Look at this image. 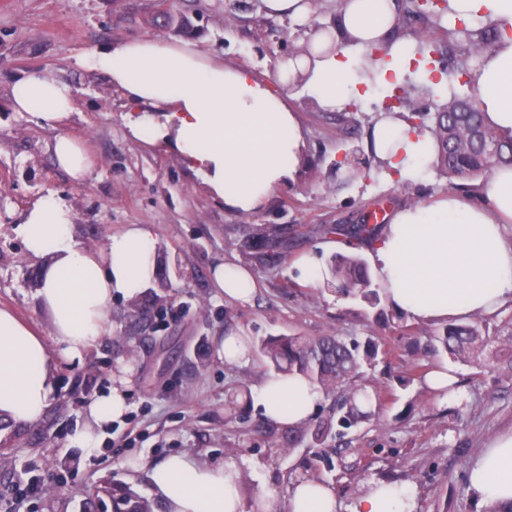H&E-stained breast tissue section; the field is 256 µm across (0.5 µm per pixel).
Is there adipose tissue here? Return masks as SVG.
Instances as JSON below:
<instances>
[{
  "label": "adipose tissue",
  "mask_w": 512,
  "mask_h": 512,
  "mask_svg": "<svg viewBox=\"0 0 512 512\" xmlns=\"http://www.w3.org/2000/svg\"><path fill=\"white\" fill-rule=\"evenodd\" d=\"M337 27L313 35L318 60L300 56L282 62L281 80L308 73L323 107L340 104L349 82L350 49L379 45L392 28L394 0H342ZM135 107L152 115L130 121L133 133L151 127L152 138L168 144L188 170L228 208L252 212L281 185L294 180L305 134L278 92L247 69L224 66L185 42L143 38L106 45L91 57ZM488 122L512 136V41L500 44L475 76ZM13 111L28 113L54 130L52 153L71 178L91 169L81 141L62 129L75 110L72 86L39 70L16 79ZM380 160L401 177L414 178L433 160L428 134L405 121L383 117L372 133ZM482 201L448 194L398 209L373 244L372 277L390 304L421 321L483 314L512 297V166H496L481 187ZM68 200L47 192L20 215L29 257L41 263L36 295L50 319V335H37L11 311L0 308V420L38 421L56 391V357L79 360L109 332L114 298L136 299L156 283L158 256L153 225L131 224L111 235L102 251L83 247L73 231ZM213 279L225 296L246 301L257 290L250 271L233 263L215 267ZM128 379L119 380L87 407V420L68 438L71 448L97 447L103 430L128 409ZM321 397L302 376L264 379L257 398L278 423L296 426L314 412ZM151 484L164 512H246L234 465L210 466L189 454L153 465ZM469 488L482 501L512 504V432L497 435L470 468ZM288 512H337L334 490L317 481L297 484ZM355 512H412L404 487L382 484Z\"/></svg>",
  "instance_id": "ef3b65f1"
}]
</instances>
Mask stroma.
Here are the masks:
<instances>
[{
  "label": "stroma",
  "mask_w": 512,
  "mask_h": 512,
  "mask_svg": "<svg viewBox=\"0 0 512 512\" xmlns=\"http://www.w3.org/2000/svg\"><path fill=\"white\" fill-rule=\"evenodd\" d=\"M249 3L242 11L238 0H0V190L6 195L0 308L49 335V316L35 296L39 264L26 256L17 224L46 190L72 204L74 234L91 250H102L127 225H153L163 248L160 268L179 289L161 314L151 291L115 299L112 328L98 346L82 361L57 362L59 385L46 413L32 424L0 425V512H85L89 495L107 483L151 500L149 467L180 453L212 466L235 464L245 502L266 494L276 512H288L291 490L306 479L334 489L338 512H354L381 482L407 488L413 512H484L469 490L468 468L494 436L512 431V378L436 350L443 324L406 317L392 329L376 322L330 275L340 244L368 258L370 237L353 235L351 227L365 223L371 210L390 214L479 187L475 180H447L432 164L404 179L378 160L372 130L397 86L355 69L345 105L334 109L319 108L310 87L295 91L293 107L306 137L301 172L259 210L240 212L212 195L175 151L135 137L122 93L103 72L75 62L110 43L160 37L192 41L224 65L272 80L283 50L278 36L295 33L297 25L268 16L262 0ZM32 69L74 89L78 110L65 130L91 157L84 182L57 165L52 130L10 109L12 83ZM354 154L368 159V170L336 184L331 166ZM324 224L332 233H318ZM268 227L285 245L273 259L248 250L253 235ZM306 255L320 264L316 280L298 269ZM225 262L255 275L251 301L224 297L216 288L212 271ZM328 331L360 343L375 338L385 353L362 365L357 377L379 397L376 416L333 439L327 454L313 433L333 415L332 399L320 398L304 424L287 426L265 415L253 389L273 373L258 351L263 339ZM230 333L247 337L248 363L217 359L218 341ZM435 370L456 377L452 392L429 387ZM124 373L131 383L123 419L91 454L68 447L90 400Z\"/></svg>",
  "instance_id": "1"
}]
</instances>
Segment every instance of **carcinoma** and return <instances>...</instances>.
Segmentation results:
<instances>
[{
    "instance_id": "obj_1",
    "label": "carcinoma",
    "mask_w": 512,
    "mask_h": 512,
    "mask_svg": "<svg viewBox=\"0 0 512 512\" xmlns=\"http://www.w3.org/2000/svg\"><path fill=\"white\" fill-rule=\"evenodd\" d=\"M448 43L467 48L468 60L482 64L483 56L504 39L512 38V26H502L488 20L476 28L462 30L453 25L444 34ZM416 52L421 56L433 53L440 41L431 29L417 33ZM470 95L451 91V100L441 102L443 109L453 104L456 111L448 113V136L438 129L437 115H432L433 124L428 131L435 138L437 155L434 159L438 171L445 177L475 179L487 176L492 166L512 163V138L504 140L490 126L481 111L467 112L464 106ZM496 149V160L488 164L486 147ZM331 269L340 290L348 295L361 297L374 308L378 320L388 319L380 307L378 293L370 289V278L365 262L358 256H340L331 262ZM436 340L454 359L481 365H495L512 374V320L494 330V337H484L478 327L470 324H450ZM379 352V344L370 342L364 352L358 346L331 334L318 337L288 336L272 339L261 346V353L272 364L274 370L283 374H299L316 384L323 394L336 393L346 380L353 377L361 367L360 360L370 362ZM365 394L363 388H354L346 394L336 407L341 413L339 422L349 426L371 417L357 403V396ZM102 497L91 504L93 512H153L152 504L129 487L114 485L101 487Z\"/></svg>"
}]
</instances>
